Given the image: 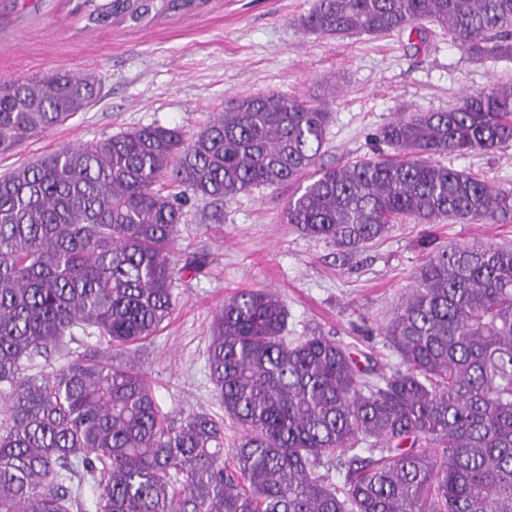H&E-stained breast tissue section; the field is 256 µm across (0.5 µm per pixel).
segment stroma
Segmentation results:
<instances>
[{
    "label": "stroma",
    "instance_id": "1",
    "mask_svg": "<svg viewBox=\"0 0 512 512\" xmlns=\"http://www.w3.org/2000/svg\"><path fill=\"white\" fill-rule=\"evenodd\" d=\"M83 2L0 0V81L53 70L103 81L83 112L0 154V175L140 126L193 134L226 99L263 93L332 98L325 159L345 163L379 151L376 135L398 112L441 111L464 92L512 79V60L472 62L434 25L420 36L308 33L300 19L314 0H203L188 13L106 26L87 21ZM440 162L512 185V149ZM289 194L261 187L224 203L185 205L176 255L204 266L175 281L169 323L132 356L173 424L192 412L223 411L206 349L212 313L234 291L273 289L288 310L289 335L320 334L393 364L381 327L427 252L476 239L512 244V224H397L351 254L284 224Z\"/></svg>",
    "mask_w": 512,
    "mask_h": 512
}]
</instances>
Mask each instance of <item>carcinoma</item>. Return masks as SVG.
Instances as JSON below:
<instances>
[{
    "instance_id": "obj_1",
    "label": "carcinoma",
    "mask_w": 512,
    "mask_h": 512,
    "mask_svg": "<svg viewBox=\"0 0 512 512\" xmlns=\"http://www.w3.org/2000/svg\"><path fill=\"white\" fill-rule=\"evenodd\" d=\"M88 20L140 22L196 0H85ZM429 23L474 61L512 59V0H315L319 36ZM92 75L0 82V154L99 95ZM331 102L232 97L188 137L147 125L61 149L0 176V512H512V246L430 251L383 327L398 358L359 368L326 336L291 339L270 289L213 312L207 369L241 429L168 425L154 386L119 359L173 314L183 200L294 185L283 223L357 252L402 221L512 220V187L435 155L512 148V82L444 111L410 109L377 138L392 149L322 162ZM179 193H173L174 189ZM85 337L105 351L74 354ZM64 362L54 366L53 355ZM345 470L333 481L328 463Z\"/></svg>"
}]
</instances>
